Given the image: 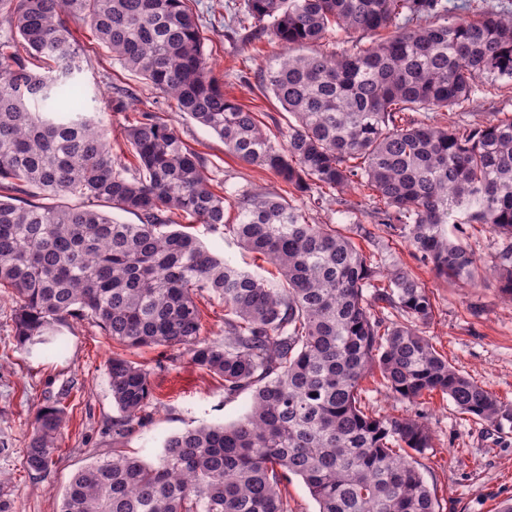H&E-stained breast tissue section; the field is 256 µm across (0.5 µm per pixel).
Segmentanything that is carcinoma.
Here are the masks:
<instances>
[{
    "label": "carcinoma",
    "mask_w": 512,
    "mask_h": 512,
    "mask_svg": "<svg viewBox=\"0 0 512 512\" xmlns=\"http://www.w3.org/2000/svg\"><path fill=\"white\" fill-rule=\"evenodd\" d=\"M191 2L0 0L11 33L0 40V290L19 344H48L55 325L89 317L128 349L183 351L223 379L227 398L252 392L241 419L171 433L152 464L123 451L150 417L149 372L110 357L115 451L73 474L60 512H289L293 476L318 512H440L415 460L433 447L430 430L366 412L362 382L378 373L410 403L441 393L499 430L512 429V404L438 352L426 335L430 291L401 266L380 270L342 228L306 222L282 195L245 191L237 223H225L204 159L157 112L124 128L136 165L112 153L77 80L83 50L66 17L240 161L321 200L368 188L377 218L438 275L460 287L491 277L512 300V245L485 267L458 237L463 224H487L512 239V118L405 117L512 85V0L489 10L479 0H245L224 29L267 30L282 46L263 87L295 122L275 136L211 76ZM332 26L339 51H307ZM185 215L268 257L280 280L210 253L179 228ZM205 294L224 302L220 344L201 338ZM61 400L44 398L24 440L32 475L55 466Z\"/></svg>",
    "instance_id": "1"
}]
</instances>
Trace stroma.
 I'll use <instances>...</instances> for the list:
<instances>
[{
  "label": "stroma",
  "mask_w": 512,
  "mask_h": 512,
  "mask_svg": "<svg viewBox=\"0 0 512 512\" xmlns=\"http://www.w3.org/2000/svg\"><path fill=\"white\" fill-rule=\"evenodd\" d=\"M243 4L244 0H200L207 37L204 51L225 95L257 112L273 133L287 128L289 115L262 88L259 72L274 61L280 47L267 35L226 36L228 6ZM69 26L84 50L78 80L86 89L99 90L100 115L110 129L113 146L123 144L126 115L160 112L177 127L185 144L206 159L210 174L222 183L226 223L236 221L238 194L251 190L287 193L290 204L313 224L365 227L367 236L356 239L363 251L380 254L384 265L399 263L433 292L435 317L427 334L436 349L459 371L501 400L512 402V302L499 295L494 280L478 288H461L438 277L412 247L375 223L363 189H349L330 201L317 200L310 193L285 192L273 172L225 152L216 134L177 112L172 100L126 71L81 21L70 20ZM117 87L129 92L122 113L112 109V92ZM508 117L512 118V91L494 89L476 92L464 108L433 113L432 120L441 125H476ZM189 230L212 253L241 269L277 279V270L268 259L241 248L232 236L212 232L203 224L190 225ZM11 314V301L0 298V485L10 495L11 512H58L72 474L112 453L107 427L117 410L106 362L120 347L86 318L60 326L61 344L30 352L18 344ZM127 356L150 372L154 396L150 417L127 443L128 451L146 462H156L164 439L172 432L189 425L230 424L249 408L250 393L225 398L222 380L191 363L188 355L156 346L128 351ZM363 387L367 411L409 415L430 429L433 446L419 455L418 463L435 491L440 512H496L503 501L512 499V434L504 437L490 426L475 423L439 395L412 404L390 394L376 376L365 379ZM58 393L66 396L67 419L56 464L47 476L28 475L22 468L24 439L44 396Z\"/></svg>",
  "instance_id": "stroma-1"
}]
</instances>
